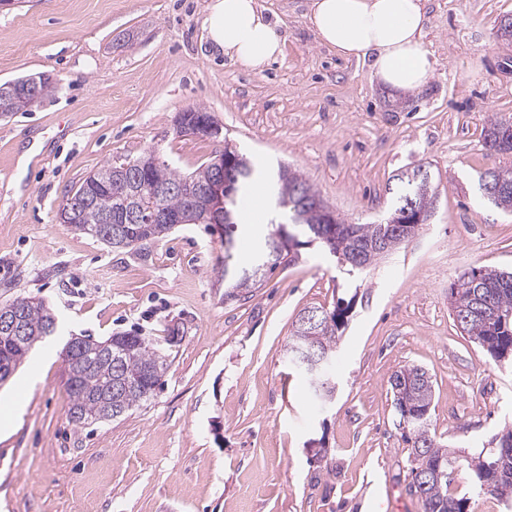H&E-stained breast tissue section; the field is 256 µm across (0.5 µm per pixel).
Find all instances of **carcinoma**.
<instances>
[{"instance_id":"cac0c4a2","label":"carcinoma","mask_w":512,"mask_h":512,"mask_svg":"<svg viewBox=\"0 0 512 512\" xmlns=\"http://www.w3.org/2000/svg\"><path fill=\"white\" fill-rule=\"evenodd\" d=\"M130 164H107L94 171V176H86L72 191V199L90 197V202L81 204L75 210L72 223L88 228L114 222L127 207V186L134 177L132 171L121 172V168ZM503 180L502 188L494 193L490 202L497 208L512 212V169L499 170ZM412 171L395 175L399 184L396 203L391 214L403 207L408 196L419 197L421 208L432 212L436 187L433 182L423 183L411 178ZM153 180L179 185L191 177L199 183L207 182L211 177L209 164L204 163L185 175L165 164L151 171ZM106 181L109 186L102 189L96 182ZM252 163H247V172L238 178L232 187V196L224 201V208L230 213L229 223L224 225V233L234 237L240 220V210L246 197V189L254 186ZM136 205L142 211L149 212L158 207L170 213L184 209V197L172 193L158 200L150 194L140 196ZM277 205L284 212L285 221L271 219L270 223L298 237H304L300 244L317 245L329 255L335 257L347 272L362 271L375 261L374 249L377 247H398L397 237L390 234L388 224H348L341 218L336 223L325 221L323 210L328 205L312 186L296 170L282 166L278 171ZM279 251V241L269 234L261 250L248 266L233 263L224 265V298L233 299L239 293L251 288H259L265 282L267 273L280 264L275 253ZM472 273L479 274V296L471 297V289L457 288L461 279L451 284L450 295L455 297L456 317L460 318L461 330L468 338L485 350L497 362H512V317L486 316L481 309V299L488 297L493 307L512 314V272L486 267H475ZM21 315L29 335H38L45 326L56 322L53 311L43 301L33 302L28 297H18ZM349 307L338 303L327 310L333 326L322 329L314 336H307L294 326L286 350L288 365L303 372L311 388V398L323 403L325 395L314 384V375L306 367L291 362L295 346L312 345L316 350L329 352L330 362H335L337 333ZM121 349L112 350V354L93 351L82 359L75 373L74 384L68 387L70 403L69 421L74 424H88L103 420H114L141 406L152 395L166 373V356L160 353L146 338L130 333L119 335ZM33 341H22L5 349H0V359L15 365L21 363L31 348ZM413 374L410 381L403 383L402 393L409 411L416 414L431 412L433 384L427 377V371L419 366H404L390 376V387L405 373ZM407 441L415 444L411 452H420L430 465H441L447 472L441 479L444 485L455 483L460 472L468 474L469 486L462 494L450 492L441 494L437 482L425 480L420 483L422 512H474L477 498L490 495L503 502L506 512H512V430L508 429L492 440L494 450L482 451L467 459L457 451L439 445L430 434L429 425L423 426L411 421L408 424Z\"/></svg>"}]
</instances>
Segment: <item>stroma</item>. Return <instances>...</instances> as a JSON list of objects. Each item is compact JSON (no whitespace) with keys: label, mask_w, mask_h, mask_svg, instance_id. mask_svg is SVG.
Segmentation results:
<instances>
[{"label":"stroma","mask_w":512,"mask_h":512,"mask_svg":"<svg viewBox=\"0 0 512 512\" xmlns=\"http://www.w3.org/2000/svg\"><path fill=\"white\" fill-rule=\"evenodd\" d=\"M209 0H14L0 10V83L49 75L54 90L0 118V305L42 300L62 340L175 337L169 367L132 414L68 419L63 363L32 348L0 383V512H422L389 384L404 366L431 376V434L479 452L512 427V365L462 335L449 289L474 267L512 268V213L478 176L512 168L485 144L491 115L512 118V0H425V85L402 93L368 64L321 45L309 0H261L286 35L254 73L211 51ZM210 112L262 178L298 170L351 224L393 207L394 175L425 167L431 218L362 273L318 246L260 288L224 298V246L182 224L144 249L115 250L59 223L91 171L156 149L187 174L217 145L174 129ZM351 300L337 344L336 395L314 405L285 354L301 310ZM327 448L317 458L313 447Z\"/></svg>","instance_id":"obj_1"}]
</instances>
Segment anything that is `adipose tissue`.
I'll return each instance as SVG.
<instances>
[{"mask_svg": "<svg viewBox=\"0 0 512 512\" xmlns=\"http://www.w3.org/2000/svg\"><path fill=\"white\" fill-rule=\"evenodd\" d=\"M307 19L321 45L368 63L379 83L411 92L426 82L423 0H310ZM202 29L215 53L254 72L283 55L285 36L258 0H210Z\"/></svg>", "mask_w": 512, "mask_h": 512, "instance_id": "obj_1", "label": "adipose tissue"}]
</instances>
